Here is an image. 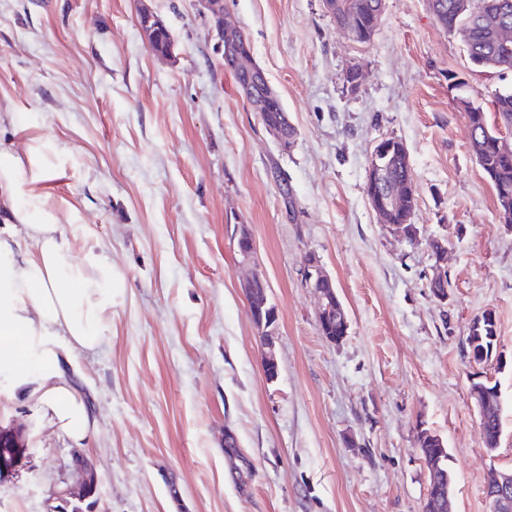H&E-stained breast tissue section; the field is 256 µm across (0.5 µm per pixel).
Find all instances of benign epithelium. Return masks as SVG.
<instances>
[{"label": "benign epithelium", "mask_w": 512, "mask_h": 512, "mask_svg": "<svg viewBox=\"0 0 512 512\" xmlns=\"http://www.w3.org/2000/svg\"><path fill=\"white\" fill-rule=\"evenodd\" d=\"M200 10L211 23L216 39L217 49L222 56L236 60L245 76L252 73L264 74L256 62L251 46L241 36L242 30L230 21L224 10V0H197ZM139 27L148 41L154 54L161 58L172 56L174 40L164 22L140 0ZM239 94L256 112H267L274 108L278 93L268 87L267 94L260 96L251 81L238 83ZM289 119L281 123L266 126L268 134L283 148H288L293 137L287 134ZM409 158L402 142L396 139H383L373 148L367 174L366 195L370 206L379 223L388 226L401 239L408 242L420 240V229L412 223L413 214L400 206L401 199L407 193L408 184L390 180V172L401 159ZM309 287L314 289L318 299L317 322L321 334L330 342L342 341L348 330V320L344 307L336 294L335 284L317 264L315 258H306ZM262 281L259 273L253 272L244 282V290L249 304L253 323L260 330V338L267 348L262 364L263 374L267 381L277 380L279 374L278 361L272 352L273 336L276 333L277 314L275 308L268 303L265 295L256 293V283ZM485 333L488 341H498L497 326L490 311H485L476 318L470 333ZM500 390L491 388V381L474 382L471 395L483 416L496 408L495 396ZM23 444L19 436L10 429H0V476L13 472L20 461L19 453ZM72 466L80 474L77 485L65 487L56 494L59 505L55 512H84L81 504L96 500L100 494L101 480L92 463L80 452H75ZM485 498L490 505V512H512V471H497L485 486Z\"/></svg>", "instance_id": "obj_1"}]
</instances>
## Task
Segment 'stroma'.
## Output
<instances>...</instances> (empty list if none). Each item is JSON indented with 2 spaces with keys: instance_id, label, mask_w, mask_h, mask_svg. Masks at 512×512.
<instances>
[{
  "instance_id": "obj_1",
  "label": "stroma",
  "mask_w": 512,
  "mask_h": 512,
  "mask_svg": "<svg viewBox=\"0 0 512 512\" xmlns=\"http://www.w3.org/2000/svg\"><path fill=\"white\" fill-rule=\"evenodd\" d=\"M148 4L174 36L170 59L140 33L137 0H0V142L31 147L23 170L60 212L73 260L91 251L124 276L102 347L65 364L98 424L82 446L0 366V426L26 444L0 479V512H53L78 449L102 483L95 512H423L422 428L449 451L454 512H489L490 470L512 469V226L457 98L488 103L512 72L473 67L426 0H385L365 44L322 0H224L296 129L284 149L239 95L197 0ZM352 64L365 74L354 95ZM383 138L410 155L413 244L366 196ZM244 230L278 316L271 383L242 288ZM433 237L448 244L440 265ZM309 256L348 316L340 343L319 331ZM438 265L444 301L429 290ZM488 309L498 348L476 364L466 338ZM477 375L501 391L493 452ZM228 431L252 464L243 486Z\"/></svg>"
}]
</instances>
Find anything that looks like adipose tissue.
I'll return each mask as SVG.
<instances>
[{"instance_id":"adipose-tissue-1","label":"adipose tissue","mask_w":512,"mask_h":512,"mask_svg":"<svg viewBox=\"0 0 512 512\" xmlns=\"http://www.w3.org/2000/svg\"><path fill=\"white\" fill-rule=\"evenodd\" d=\"M21 169L13 149L0 145V211L22 225L32 244L31 250L18 253L11 240L0 237V364L13 365L18 388L63 435L81 444L97 424L82 394L64 376L60 354L93 353L101 347L104 315L121 277L93 252L72 262L55 214L44 213L35 222L19 207L22 198L40 201ZM38 336L58 337L62 346L45 349L43 371L34 378L26 370V357Z\"/></svg>"}]
</instances>
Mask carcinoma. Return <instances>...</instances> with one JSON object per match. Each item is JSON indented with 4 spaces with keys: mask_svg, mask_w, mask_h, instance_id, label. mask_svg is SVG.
I'll return each instance as SVG.
<instances>
[{
    "mask_svg": "<svg viewBox=\"0 0 512 512\" xmlns=\"http://www.w3.org/2000/svg\"><path fill=\"white\" fill-rule=\"evenodd\" d=\"M336 11L332 13L338 25L355 24L364 27L367 33L376 28L383 12L384 0H334ZM460 0H428V7L439 25L448 33L459 31L467 57L471 64L484 70L512 71V48L500 40L498 25L512 26V0H477L472 13H459ZM463 104L467 123L471 126L472 139L485 142L495 135L489 122L488 112L480 108L470 109L468 99L459 98ZM495 118L506 128H512V89L495 94L492 100ZM476 160L482 169L495 171L491 182L496 203H501L500 187L512 188V158H503L484 146ZM483 429L490 441L502 434L500 411L488 414L483 420Z\"/></svg>",
    "mask_w": 512,
    "mask_h": 512,
    "instance_id": "1",
    "label": "carcinoma"
}]
</instances>
